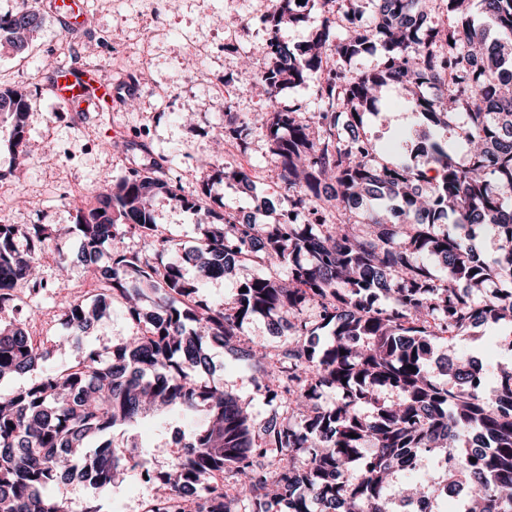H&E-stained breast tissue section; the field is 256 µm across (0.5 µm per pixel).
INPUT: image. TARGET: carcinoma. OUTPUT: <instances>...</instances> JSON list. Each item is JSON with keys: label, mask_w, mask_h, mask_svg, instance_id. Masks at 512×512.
I'll return each mask as SVG.
<instances>
[{"label": "carcinoma", "mask_w": 512, "mask_h": 512, "mask_svg": "<svg viewBox=\"0 0 512 512\" xmlns=\"http://www.w3.org/2000/svg\"><path fill=\"white\" fill-rule=\"evenodd\" d=\"M304 2L320 9V28L302 45L281 41V25L299 21L301 11L296 0H276L266 18L268 64L247 78L271 98L316 75L321 110L306 121L275 110L250 123L231 112L224 127L226 139L267 136L281 159L288 214L272 206L257 224L211 210L186 248L159 231L152 202L166 196L199 209L208 192L180 196L158 165L149 175L129 171L76 209L69 232L97 288L64 305L65 338L53 346L89 334L116 296L141 330L0 396V512H68L46 494L49 486L78 479L97 490L143 466L136 447L98 438L159 407H203L208 422L181 434L183 452L161 478L181 504L158 500L146 512H234L243 496L252 512H396L392 505L414 502L420 512H441L448 501L453 512H512V369L472 356L434 359L439 341L512 324V0H481L502 33L492 41L467 0H439L452 16L445 26L430 24L421 0H368L367 23L362 0ZM42 24L22 0L0 17V45L22 50ZM374 47L373 70L324 67L330 57L347 62ZM390 84L405 87L431 126L456 127L476 144L467 162L429 130L417 134L416 161L377 160L361 117L377 111L376 91ZM29 110V91L0 89L8 149L25 151ZM323 200L335 202V220L321 211ZM484 232L496 243L487 254L473 244ZM53 233L47 224L3 225L0 314L24 303L12 290L32 296L46 288L34 269ZM128 233L141 239L140 250L119 246ZM245 263L286 265L288 283L264 275L240 283L247 291L223 304L195 300L200 283L231 277ZM315 305L320 322L311 327L302 314ZM256 316L293 337L273 357L253 347L245 357L258 386L294 405L295 425L271 420L255 429L237 398L201 377L211 348L237 340ZM49 353L22 324L0 320V380ZM435 363L448 382L434 379ZM326 387L340 392L331 407L318 404ZM426 455L439 459L441 479L414 480V496L393 493ZM227 474L240 479L235 494Z\"/></svg>", "instance_id": "carcinoma-1"}]
</instances>
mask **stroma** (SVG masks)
Masks as SVG:
<instances>
[{
    "label": "stroma",
    "mask_w": 512,
    "mask_h": 512,
    "mask_svg": "<svg viewBox=\"0 0 512 512\" xmlns=\"http://www.w3.org/2000/svg\"><path fill=\"white\" fill-rule=\"evenodd\" d=\"M44 21L22 53L0 46V87L24 86L30 91L29 145L34 158L16 166L7 146H0V219L9 224H50L58 235L47 241L40 275L46 286L21 311L5 313L8 321L26 324L38 340L63 335L60 309L64 302L92 295L90 275L81 264L59 267V254L75 250L77 241L66 229L74 224L77 207L92 189H106L131 169L164 165L180 197L208 189L205 208L190 210L179 200H154L156 222L165 234L184 246L195 244L209 210L255 211L262 198L278 208L288 205L280 181L281 162L268 138L253 133L246 141L222 140L224 114L240 118L257 112L292 107L304 115L318 111L316 79L286 86L275 99L249 89L242 62L262 65L259 48L269 37L264 22L270 0H80L76 21L54 15L49 0H36ZM207 47L202 68L188 69L184 60L191 46ZM92 67L112 82V99L102 110H83L79 103L55 99L47 86L60 67ZM223 94H215L214 86ZM408 95L398 86L385 88L379 108L386 120L366 118L363 133L388 158L407 155L420 119L407 106ZM249 169L254 192L244 191L226 170ZM137 330L122 299H114L93 332L77 344L58 348L32 370L0 381L6 394L30 386L43 374L75 362L83 348L112 347ZM449 354L480 358L496 365L512 354L498 327L475 329L447 343ZM207 382L222 386L249 406L255 425L269 417L295 420L287 404L257 389L251 371L234 351L213 347ZM207 421L205 411L186 413L165 409L130 426L114 428L116 439L136 446L146 460L144 470L100 491L72 482L56 488L69 512H83L97 498L101 512H146L161 493L160 477L179 452L174 439Z\"/></svg>",
    "instance_id": "obj_1"
}]
</instances>
